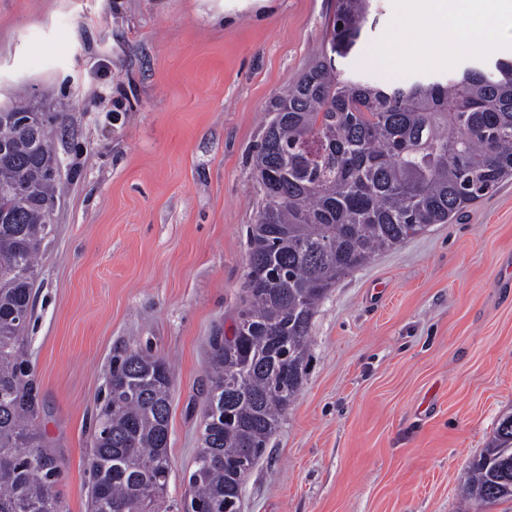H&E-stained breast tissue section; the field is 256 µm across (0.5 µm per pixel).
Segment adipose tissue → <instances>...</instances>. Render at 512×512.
I'll list each match as a JSON object with an SVG mask.
<instances>
[{
  "label": "adipose tissue",
  "instance_id": "ef3b65f1",
  "mask_svg": "<svg viewBox=\"0 0 512 512\" xmlns=\"http://www.w3.org/2000/svg\"><path fill=\"white\" fill-rule=\"evenodd\" d=\"M499 22L512 24V0H406L396 26L414 33L415 38L404 42L397 33L390 35L379 54L393 65L416 64L426 37L445 44L452 58L487 53L497 43L495 25Z\"/></svg>",
  "mask_w": 512,
  "mask_h": 512
}]
</instances>
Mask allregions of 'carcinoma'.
Instances as JSON below:
<instances>
[{
  "label": "carcinoma",
  "instance_id": "cac0c4a2",
  "mask_svg": "<svg viewBox=\"0 0 512 512\" xmlns=\"http://www.w3.org/2000/svg\"><path fill=\"white\" fill-rule=\"evenodd\" d=\"M374 0H336L329 51L271 104L251 162L263 192L233 334L212 337L201 444L184 498L170 478V364L115 357L97 415L90 512H240L236 490L300 391L311 319L375 253L446 224L512 177V59L446 78L370 83L336 65ZM37 140L0 114V512H50L60 462L42 443L24 377V330L51 227L59 166L50 121ZM512 414L469 469L466 512L512 501Z\"/></svg>",
  "mask_w": 512,
  "mask_h": 512
}]
</instances>
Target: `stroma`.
Masks as SVG:
<instances>
[{
	"label": "stroma",
	"instance_id": "35a3bbf8",
	"mask_svg": "<svg viewBox=\"0 0 512 512\" xmlns=\"http://www.w3.org/2000/svg\"><path fill=\"white\" fill-rule=\"evenodd\" d=\"M336 0H0V107L38 101L59 159L33 285L26 377L62 463L61 512H89L112 359L175 367L169 497L203 428L210 338L230 330L261 203L250 152L272 101L329 48ZM400 0H377L346 72L383 82L492 68L493 53L391 69ZM512 414V179L375 255L314 315L306 375L241 512H458L472 460Z\"/></svg>",
	"mask_w": 512,
	"mask_h": 512
}]
</instances>
